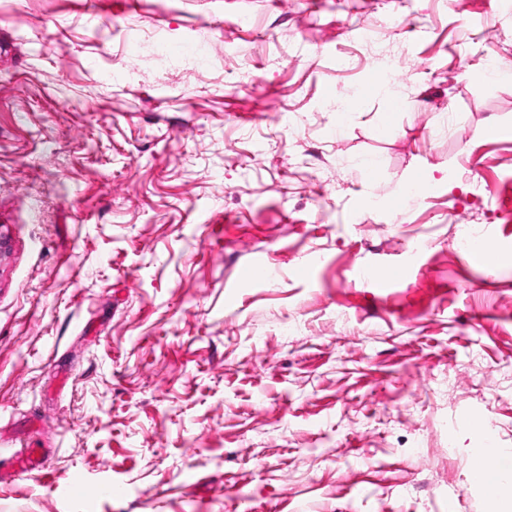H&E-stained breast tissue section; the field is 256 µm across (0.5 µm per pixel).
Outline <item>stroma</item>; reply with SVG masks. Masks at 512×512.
I'll return each mask as SVG.
<instances>
[{"label":"stroma","instance_id":"35a3bbf8","mask_svg":"<svg viewBox=\"0 0 512 512\" xmlns=\"http://www.w3.org/2000/svg\"><path fill=\"white\" fill-rule=\"evenodd\" d=\"M492 53L501 0H0V512H495ZM31 442L49 478H10ZM480 460L473 471V475L478 474L482 478L481 484L484 486L489 497L497 499L499 493L496 491L497 487L502 483L501 472L496 470L494 454L487 452L480 455Z\"/></svg>","mask_w":512,"mask_h":512}]
</instances>
